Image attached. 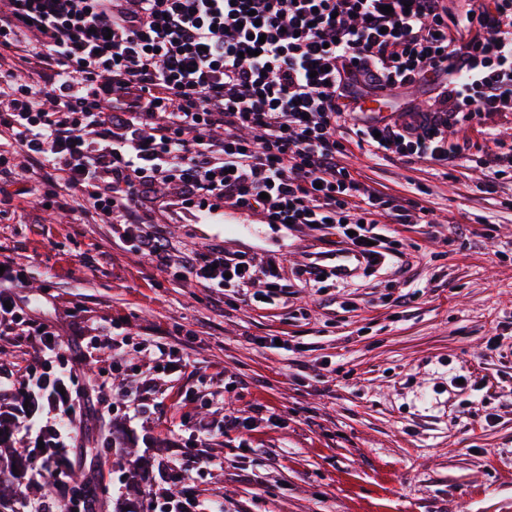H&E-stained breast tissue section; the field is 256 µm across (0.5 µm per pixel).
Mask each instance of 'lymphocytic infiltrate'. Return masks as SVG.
<instances>
[{
	"instance_id": "1",
	"label": "lymphocytic infiltrate",
	"mask_w": 512,
	"mask_h": 512,
	"mask_svg": "<svg viewBox=\"0 0 512 512\" xmlns=\"http://www.w3.org/2000/svg\"><path fill=\"white\" fill-rule=\"evenodd\" d=\"M36 37L46 86L17 73L0 126L17 147L84 196L91 213L175 276L221 291L226 305L283 292L275 258L215 247L177 248L149 225L173 201L260 214L266 223L334 230L343 252L371 266L402 257L401 224L429 211L366 184L343 163L350 146L376 158L440 167L476 161L493 180L512 179V151L472 156L449 128L512 112V0H0V56ZM434 93L427 109L367 115V97ZM175 187L174 197L158 185ZM0 274V343L36 344L34 359L0 362V437L30 449L23 477L41 485L72 448L76 417L102 412L129 342L118 333L62 345L57 326L26 314ZM109 362H95L101 348ZM95 363L80 384L81 363ZM209 431L181 449L152 484L148 512H230L199 489L195 474L220 469Z\"/></svg>"
}]
</instances>
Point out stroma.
Segmentation results:
<instances>
[{
	"mask_svg": "<svg viewBox=\"0 0 512 512\" xmlns=\"http://www.w3.org/2000/svg\"><path fill=\"white\" fill-rule=\"evenodd\" d=\"M12 162L0 180V258L25 271L15 294L26 312L62 325L67 344L101 326L129 334L126 360L142 373L117 376L119 386L149 378L144 347L156 341L187 365L140 416L118 399L78 435L106 462V436L122 438L141 490L201 422L224 467L197 482L231 512H512L511 179L487 194L479 165L446 170L351 147L345 164L373 187L427 190L429 223L400 228L405 256L338 288L295 283L272 303L229 307L113 236L80 192L61 189L63 206L42 207L44 185L25 158ZM154 220L184 249L279 257L287 278L330 248L319 233L226 207L204 217L177 205ZM265 336L281 348L258 345ZM228 413L255 431H224Z\"/></svg>",
	"mask_w": 512,
	"mask_h": 512,
	"instance_id": "1",
	"label": "stroma"
}]
</instances>
